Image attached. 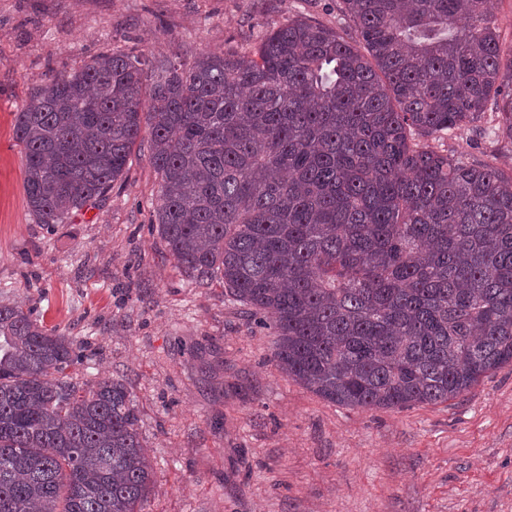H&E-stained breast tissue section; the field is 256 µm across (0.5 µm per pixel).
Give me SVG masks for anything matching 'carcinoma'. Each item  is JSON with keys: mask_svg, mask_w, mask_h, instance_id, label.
<instances>
[{"mask_svg": "<svg viewBox=\"0 0 512 512\" xmlns=\"http://www.w3.org/2000/svg\"><path fill=\"white\" fill-rule=\"evenodd\" d=\"M186 68L103 51L18 114L42 224L104 198L150 137L158 234L198 286L273 330L322 399L407 408L512 365V171L420 142L498 114L512 63L487 0H342ZM72 343L0 306V512H142L154 482L131 391L80 384Z\"/></svg>", "mask_w": 512, "mask_h": 512, "instance_id": "cac0c4a2", "label": "carcinoma"}]
</instances>
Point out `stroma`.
Instances as JSON below:
<instances>
[{
	"label": "stroma",
	"mask_w": 512,
	"mask_h": 512,
	"mask_svg": "<svg viewBox=\"0 0 512 512\" xmlns=\"http://www.w3.org/2000/svg\"><path fill=\"white\" fill-rule=\"evenodd\" d=\"M291 18L354 34L341 0H0V304L67 336L79 382H126L154 467L144 512H512V366L445 402L351 408L286 378L274 335L188 283L157 230L148 142L106 197L39 223L14 136L50 78L105 50L192 66ZM512 169L493 112L429 139Z\"/></svg>",
	"instance_id": "stroma-1"
}]
</instances>
